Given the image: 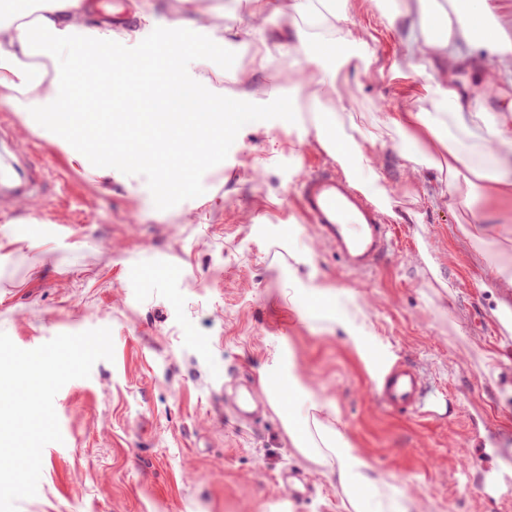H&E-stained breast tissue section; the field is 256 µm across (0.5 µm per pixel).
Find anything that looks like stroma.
Masks as SVG:
<instances>
[{"mask_svg":"<svg viewBox=\"0 0 512 512\" xmlns=\"http://www.w3.org/2000/svg\"><path fill=\"white\" fill-rule=\"evenodd\" d=\"M153 16L117 57L153 60L175 37L205 38L237 25L245 0H196L193 28H175L182 0H95L93 20L134 23L130 7ZM350 26L384 64L357 75L341 120L369 145L392 191L395 244L377 269L345 271L296 205L298 183L329 162L304 133L310 113L246 117L226 148L183 167L188 195L155 203L158 181L142 174L101 179L105 151L79 163L41 127L0 104V142L21 169L36 168L49 199H21L0 213V332L20 348L56 335L110 328L113 360L66 383L54 399L62 442L48 444L35 496L18 512H343L335 479L293 448L278 415L238 428L226 410L260 370L290 359L312 393L333 401L362 456L420 512H512V498L484 495V467L512 474V290H485L484 259L457 231L460 207L434 172L411 173L390 118L402 104L428 110L437 77L424 58L400 59L398 34L377 0H353ZM273 80L249 75V58L225 50L224 90L254 98L288 93L299 74L272 49ZM496 254L512 258V199L482 200ZM301 280L295 299L288 284ZM329 284L355 296L385 367L403 361L453 411L422 419L389 411L375 382L335 323L313 318L309 289ZM305 474L304 499L281 476Z\"/></svg>","mask_w":512,"mask_h":512,"instance_id":"stroma-1","label":"stroma"}]
</instances>
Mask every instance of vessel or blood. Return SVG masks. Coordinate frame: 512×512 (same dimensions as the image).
Instances as JSON below:
<instances>
[{
	"instance_id": "1",
	"label": "vessel or blood",
	"mask_w": 512,
	"mask_h": 512,
	"mask_svg": "<svg viewBox=\"0 0 512 512\" xmlns=\"http://www.w3.org/2000/svg\"><path fill=\"white\" fill-rule=\"evenodd\" d=\"M301 211L351 272L375 270L393 244V227L376 203L340 171L324 170L300 183ZM390 410L434 417L442 396L413 366L399 362L373 387Z\"/></svg>"
}]
</instances>
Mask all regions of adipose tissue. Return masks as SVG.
<instances>
[{"label":"adipose tissue","instance_id":"ef3b65f1","mask_svg":"<svg viewBox=\"0 0 512 512\" xmlns=\"http://www.w3.org/2000/svg\"><path fill=\"white\" fill-rule=\"evenodd\" d=\"M91 8L90 0H0V102L38 123L53 144L71 151L78 161H86L96 143L85 134L90 119L86 108L76 103V82L109 92L137 72L146 77L143 93L125 98L108 113L106 123L129 132L148 126L156 138L144 148L128 149L115 166L140 172L158 164L176 141L212 148L250 107L293 114L305 104L316 114L308 135L363 193L392 209L393 200L374 174L368 151L348 137L337 120L351 101L337 86V74L383 71L379 59L349 28L351 0H251L252 16L287 14L299 17L300 26L274 33L251 26L210 30L205 41L188 45L184 55L193 67L179 72L172 71L167 60L157 68L142 61L131 71L109 57L113 42L137 41L140 31L87 23ZM389 19L404 24L405 58L429 57L442 68L430 92V109L404 108L393 119L403 132L401 157L411 170L434 168L438 182L464 206L477 198L511 196L512 117L485 111L481 97L461 88L455 70L465 59L484 56L494 64L482 70L483 86L512 76V0H448L447 9L439 11L432 0H408L393 7ZM232 38L250 46L256 74L270 67V43L300 51L305 68L322 86V97H306L302 83L292 95L275 93L260 102L245 90L225 95L220 86L224 74L213 61ZM178 83L199 92L201 112L174 129L169 115ZM426 139L447 153L446 161L426 157L421 147ZM260 382L293 447L335 477L345 512H413L414 501L367 463L341 429L336 405L307 390L292 363L261 376Z\"/></svg>","mask_w":512,"mask_h":512}]
</instances>
